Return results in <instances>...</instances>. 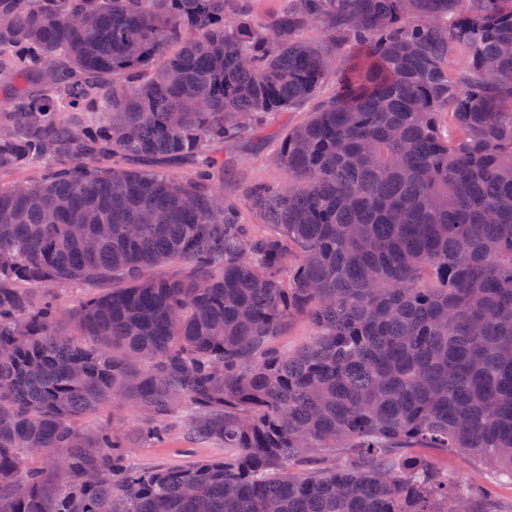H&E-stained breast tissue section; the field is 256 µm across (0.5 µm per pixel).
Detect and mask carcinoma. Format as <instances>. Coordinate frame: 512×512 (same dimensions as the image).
Returning <instances> with one entry per match:
<instances>
[{"mask_svg":"<svg viewBox=\"0 0 512 512\" xmlns=\"http://www.w3.org/2000/svg\"><path fill=\"white\" fill-rule=\"evenodd\" d=\"M351 44L248 192L260 235L208 147ZM35 164L0 185V512H493L407 450L512 476V0H0V173ZM75 282L112 288L32 294ZM299 313L312 344L269 347ZM116 398L238 454L133 468L76 426ZM100 288H89L82 284H68L65 287H50L42 288L39 292H46L54 295L57 298L59 306L63 309H72L85 298L96 294Z\"/></svg>","mask_w":512,"mask_h":512,"instance_id":"carcinoma-1","label":"carcinoma"}]
</instances>
